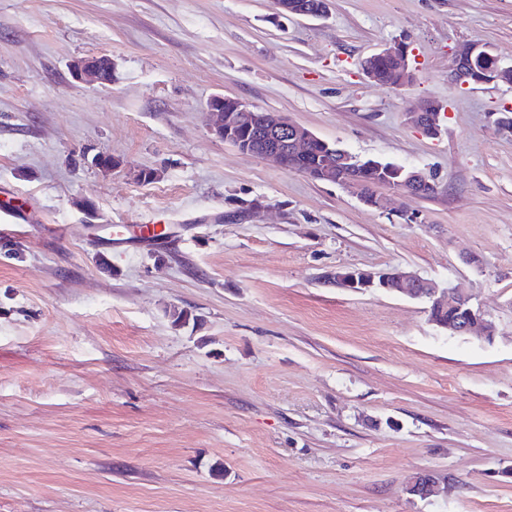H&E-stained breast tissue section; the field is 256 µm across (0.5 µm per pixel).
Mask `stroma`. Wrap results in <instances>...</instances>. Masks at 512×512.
<instances>
[{"label":"stroma","mask_w":512,"mask_h":512,"mask_svg":"<svg viewBox=\"0 0 512 512\" xmlns=\"http://www.w3.org/2000/svg\"><path fill=\"white\" fill-rule=\"evenodd\" d=\"M396 41L413 82L367 81ZM473 41L512 65V0H0V512H512V85L449 86ZM217 95L438 191L370 207L241 153ZM339 268L465 289L495 333ZM279 0H275L277 2ZM292 1V2H288ZM306 0H281L277 2L274 7L276 11L283 16H309L319 17L322 16L323 8L316 10L315 7L311 6ZM70 69L75 80L92 76L102 84L111 83L113 65L106 55L76 59L70 64ZM409 113L412 115L414 123L429 136L434 137L440 133V109L438 106L423 102L414 112Z\"/></svg>","instance_id":"1"}]
</instances>
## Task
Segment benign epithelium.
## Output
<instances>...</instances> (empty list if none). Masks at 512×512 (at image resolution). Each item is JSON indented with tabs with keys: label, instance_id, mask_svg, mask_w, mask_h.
<instances>
[{
	"label": "benign epithelium",
	"instance_id": "7a95c632",
	"mask_svg": "<svg viewBox=\"0 0 512 512\" xmlns=\"http://www.w3.org/2000/svg\"><path fill=\"white\" fill-rule=\"evenodd\" d=\"M276 11L283 16L323 15V9H317L305 0H280L275 4ZM383 56H394L400 60L399 67L394 71L391 81L402 85L412 79L406 46L400 42L389 45L379 52L367 57L363 62V73L372 81H379L375 60ZM492 58L486 46L471 42L462 45L455 56V68L448 82L457 87L470 83L490 84L498 81L512 83V66L497 65L487 71L482 64ZM72 75L81 80L92 76L102 84L111 83L113 65L112 59L106 55L90 56L74 60L70 64ZM229 98L224 95L214 96L208 112L213 117V130L224 142L233 144L240 131L257 130L263 135L261 155L274 158L280 166L290 169V161L307 159L312 146L320 141L314 133L286 117L276 116L270 112H262L247 106L237 104L228 109L224 103ZM440 109L428 102L421 103L412 112L414 123L426 134L434 137L440 133ZM351 162L350 155L343 150L327 151L326 155L316 160V175L334 184L361 188V181L348 177L339 181L331 178V173L338 168L346 169ZM399 179L391 184V188L403 195L421 196L425 190L437 191V183L417 169L395 167ZM328 282L339 288L359 291L363 288H382L412 299L424 298L433 303V307L441 312L452 313L453 318L444 322L432 319L437 326L452 335H465L472 332L476 325H481L485 334L494 332V325L488 316L474 307L471 298L455 288H439L433 282L415 273L401 269H385L379 271H363L357 269L338 270L328 276ZM437 481L428 472L417 474L412 480L409 491L420 498H428L436 493Z\"/></svg>",
	"mask_w": 512,
	"mask_h": 512
}]
</instances>
